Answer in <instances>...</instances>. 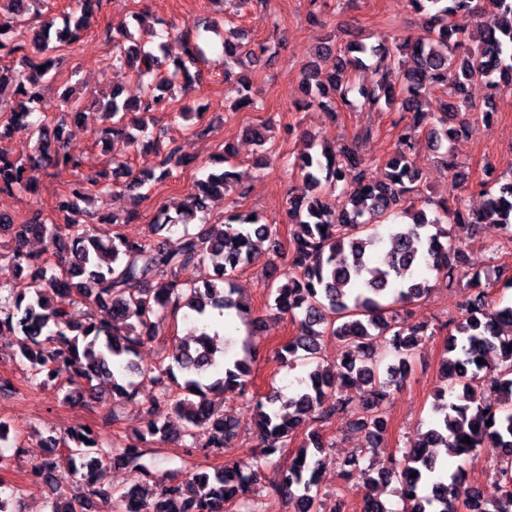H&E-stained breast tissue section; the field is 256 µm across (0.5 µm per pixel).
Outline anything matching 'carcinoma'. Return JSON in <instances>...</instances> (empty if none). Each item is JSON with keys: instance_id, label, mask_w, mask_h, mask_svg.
Masks as SVG:
<instances>
[{"instance_id": "cac0c4a2", "label": "carcinoma", "mask_w": 512, "mask_h": 512, "mask_svg": "<svg viewBox=\"0 0 512 512\" xmlns=\"http://www.w3.org/2000/svg\"><path fill=\"white\" fill-rule=\"evenodd\" d=\"M8 12L0 15V57L21 55L22 68L0 66V97L13 88L9 116L0 124V193L34 194L37 188L26 177V164L11 161L2 144L18 132L36 137L35 155L29 164L49 167L60 175L75 171L79 161L64 145L67 118L74 110L39 124L31 121L41 105L51 75L52 60L45 57L54 40L80 41L102 0H78L79 16L66 19L52 30L44 25L35 33L39 54L30 56L15 37V24L39 17L48 0H6ZM421 16L425 38L415 44L402 42L395 49L355 41L339 51L333 72H324L317 59L328 47L313 53L301 75L304 105L326 112L358 105L376 112H399L409 119V131L398 136L394 155L383 177L370 176L357 149L336 151L327 145L304 152L297 167L309 184L308 196L288 198V219L297 228L288 257V271L275 262L280 243L277 227L254 212L230 211L221 224H201L188 229V220L207 210V201L221 197L238 185L240 176L228 162L229 149L214 160L217 168L197 182L175 214L161 207L150 234L130 241L119 234L107 243L95 225L81 222L80 202L85 191L72 187L60 200L59 214L46 221L33 217L24 224L0 212V233L9 236L0 261L8 269L21 265L29 271L23 288L9 289L0 303V336L20 337L19 363L30 381L48 385L67 373L95 390L110 388L112 403L136 397L137 380L148 378L158 388L150 401L143 428L133 442L121 448L103 446L97 431L85 426L67 439L48 435L46 454L28 470L52 489L50 512H97L94 504L115 501V512H224L253 484L257 469L288 447L293 433L310 421H327L338 413L357 417L371 444L381 446L388 430L387 398L411 370L421 326H410L397 306L422 300L431 290L425 272H434L453 285L465 264L460 246L446 242L442 224H496L512 241V175L495 181L497 191H485L486 207L465 210L460 202H434L422 196L423 177L411 161L416 130L425 131L436 150L464 132L476 105L467 97L469 83L484 79L494 88L512 87V0H409ZM151 45L123 31L113 40L111 67L128 69L146 88L143 99L131 102L120 91L102 103L106 130L127 144L146 132L151 112L161 97L157 87L182 82L188 90L199 79L190 66L206 59L205 36L150 32ZM224 61L252 67L268 51L263 43H245L243 33H229L222 43ZM171 66V79L160 68ZM44 70H39V67ZM371 68L375 80L364 84L359 71ZM190 158L169 150L160 173L145 171L133 179L139 188L164 182L171 166L186 167ZM339 194L342 209L329 201ZM326 231H321V228ZM176 245H168L172 235ZM47 241L43 253L26 249L31 237ZM271 253V277L280 284L268 288L267 312L289 318L296 333L274 347L280 364L308 368L299 388L284 396L272 391L256 399L260 454L255 469L231 457L213 471L189 474L184 482L167 483L142 463L143 448L173 439L204 454L225 453L238 437L232 416L216 407L212 396L245 394L252 374L251 358L234 352L233 340L211 330L212 316L246 304L235 298L237 273ZM65 257L58 273H48L49 257ZM208 263L211 280L204 285L190 271ZM466 287L473 298L463 307L461 319L448 333L442 371L445 387L437 390L427 430L415 445L380 468L366 464L356 453L333 456L331 444L314 429L309 432L288 470L268 483L267 494L288 498L295 512H320L324 474L331 469L356 480L359 489L382 481L396 482L403 512H454L464 497L468 512H512V304L487 302L481 275L472 274ZM105 309L108 319L94 318L80 324L71 320L78 304ZM192 318L194 342L181 340L168 349L153 368L138 365V349L156 334V326L180 311ZM332 336L341 345L338 362L320 361L319 338ZM483 364H477L478 359ZM347 386L358 384L363 392L356 401L333 398L336 379ZM490 384L500 393L497 406L478 399L480 387ZM198 392L191 391V388ZM167 403L180 427L161 421L153 406ZM471 443H466L465 438ZM490 443L501 451L489 488L464 486L463 467L450 471L438 461L436 449L470 459ZM141 470L147 487L114 494L105 484L109 468ZM79 478V491L69 493L61 472Z\"/></svg>"}]
</instances>
